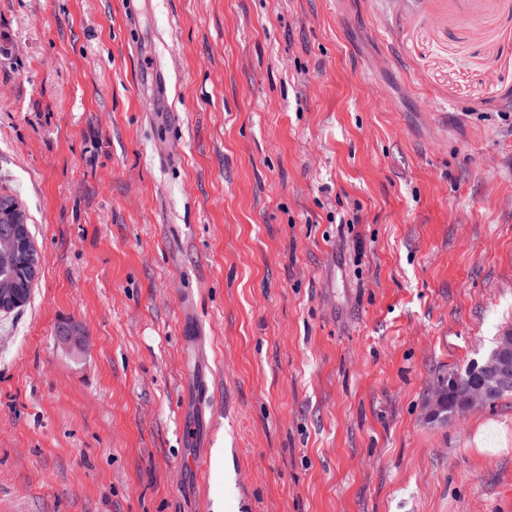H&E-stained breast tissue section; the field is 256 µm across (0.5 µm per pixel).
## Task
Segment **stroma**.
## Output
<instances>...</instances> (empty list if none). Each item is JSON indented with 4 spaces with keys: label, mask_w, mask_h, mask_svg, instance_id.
<instances>
[{
    "label": "stroma",
    "mask_w": 512,
    "mask_h": 512,
    "mask_svg": "<svg viewBox=\"0 0 512 512\" xmlns=\"http://www.w3.org/2000/svg\"><path fill=\"white\" fill-rule=\"evenodd\" d=\"M149 2L0 0V512H512V0ZM138 79L145 90L153 92V98L156 100L154 112H168L169 109L160 107V101L166 98V84L163 72L157 66L146 67L140 71ZM1 212H6L9 225L0 229V257L11 258L26 247L28 218L18 200L7 196H0ZM31 260V254L26 249L8 263L1 260L0 281L11 279L24 282ZM484 361V360H483ZM482 361V362H483ZM481 362V363H482ZM479 362H472L462 369L453 371L452 375L469 376ZM512 385V335L506 333L500 338L499 346L493 359L485 364L478 365L471 376L466 380L457 377L450 381L444 380L435 386L428 395L424 413L429 422H445L448 414L452 416L453 406L449 402L448 393H455V415L470 412L476 408L487 406L491 397L496 393L508 389ZM512 392L496 395L492 403Z\"/></svg>",
    "instance_id": "35a3bbf8"
}]
</instances>
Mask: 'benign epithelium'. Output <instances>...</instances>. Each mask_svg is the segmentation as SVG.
Segmentation results:
<instances>
[{
	"label": "benign epithelium",
	"instance_id": "7a95c632",
	"mask_svg": "<svg viewBox=\"0 0 512 512\" xmlns=\"http://www.w3.org/2000/svg\"><path fill=\"white\" fill-rule=\"evenodd\" d=\"M8 216L7 227L0 229V257L11 258L27 243V214L15 198L0 196V213ZM24 302V291L17 283L0 285V311L9 312ZM85 339L83 330L73 325L60 334L58 343L69 350H77ZM512 385V335L500 338L493 359L479 365L466 380L457 377L444 380L428 395L424 413L432 423L448 418V393H455V414H464L484 407L496 393Z\"/></svg>",
	"mask_w": 512,
	"mask_h": 512
}]
</instances>
